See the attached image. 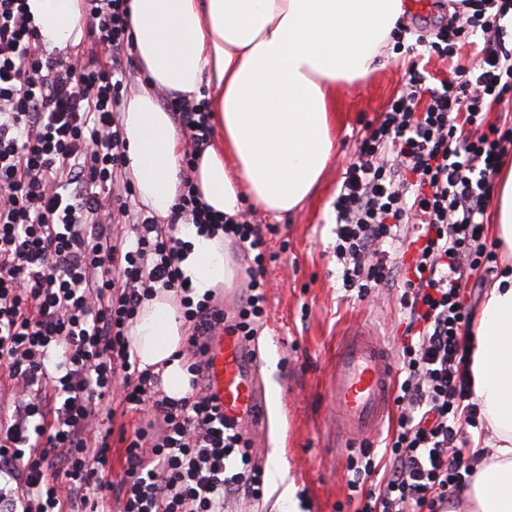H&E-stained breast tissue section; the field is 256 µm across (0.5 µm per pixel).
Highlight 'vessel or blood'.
Wrapping results in <instances>:
<instances>
[{
	"instance_id": "vessel-or-blood-1",
	"label": "vessel or blood",
	"mask_w": 512,
	"mask_h": 512,
	"mask_svg": "<svg viewBox=\"0 0 512 512\" xmlns=\"http://www.w3.org/2000/svg\"><path fill=\"white\" fill-rule=\"evenodd\" d=\"M207 388L226 417L250 428L261 422L263 397L258 353L238 336L220 330L208 340ZM395 371L378 334L359 328L336 347L329 392L336 421L349 434L376 429L391 405Z\"/></svg>"
}]
</instances>
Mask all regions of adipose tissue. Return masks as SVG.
<instances>
[{
  "mask_svg": "<svg viewBox=\"0 0 512 512\" xmlns=\"http://www.w3.org/2000/svg\"><path fill=\"white\" fill-rule=\"evenodd\" d=\"M41 41L77 44L80 0H27ZM136 62L146 77L126 102L129 174L151 215L168 219L182 190V139L157 92L205 95L217 136L193 181L212 210L245 202L279 215L297 207L333 156L336 87L368 77L404 11L403 0H130ZM181 263L197 294L230 286L222 236L179 227ZM185 328L173 297L143 301L129 330L140 368L159 372L164 393L186 395L174 354ZM473 392L493 450L465 493L467 512H512V267L494 281L475 318Z\"/></svg>",
  "mask_w": 512,
  "mask_h": 512,
  "instance_id": "1",
  "label": "adipose tissue"
}]
</instances>
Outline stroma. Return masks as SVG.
I'll return each instance as SVG.
<instances>
[{
  "label": "stroma",
  "instance_id": "obj_1",
  "mask_svg": "<svg viewBox=\"0 0 512 512\" xmlns=\"http://www.w3.org/2000/svg\"><path fill=\"white\" fill-rule=\"evenodd\" d=\"M415 62L428 77L446 74V64L418 46L384 53L367 79L337 87V155L296 209L277 219L245 206L261 228L266 250L268 318L255 348L262 364L276 362L277 370L263 375L266 410L254 447L265 472L264 495L257 503L240 500L237 512H279L287 488L294 492L296 512L355 510L345 479L351 438L337 427L326 392L336 346L343 334L362 325L395 350L405 325L395 290L344 298L333 254L331 203L358 141L385 112Z\"/></svg>",
  "mask_w": 512,
  "mask_h": 512
}]
</instances>
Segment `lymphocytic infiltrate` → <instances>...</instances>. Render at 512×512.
Listing matches in <instances>:
<instances>
[{
  "instance_id": "f902f5d3",
  "label": "lymphocytic infiltrate",
  "mask_w": 512,
  "mask_h": 512,
  "mask_svg": "<svg viewBox=\"0 0 512 512\" xmlns=\"http://www.w3.org/2000/svg\"><path fill=\"white\" fill-rule=\"evenodd\" d=\"M95 49L47 53L26 0H0V512H227L263 495L246 432L205 394L204 339L216 324L254 340L266 312L259 225L222 217L192 173L213 126L205 101L162 92L186 134L183 192L168 223L138 205L127 171L123 90L136 77L129 0H88ZM512 0H461L417 45L453 60L430 83L418 65L379 121L332 202L345 293L394 287L406 316L393 436L382 457L348 461L355 512H445L483 462L473 433L469 280L496 256L482 218L512 145V121L488 123L512 98ZM483 32L470 57L462 44ZM107 57H99V50ZM223 234L250 257L234 316L213 292L195 297L180 268L179 223ZM172 292L186 327L177 356L191 373L181 399L132 361L128 331L155 290ZM135 414L130 427H99ZM124 464L112 471V443Z\"/></svg>"
}]
</instances>
